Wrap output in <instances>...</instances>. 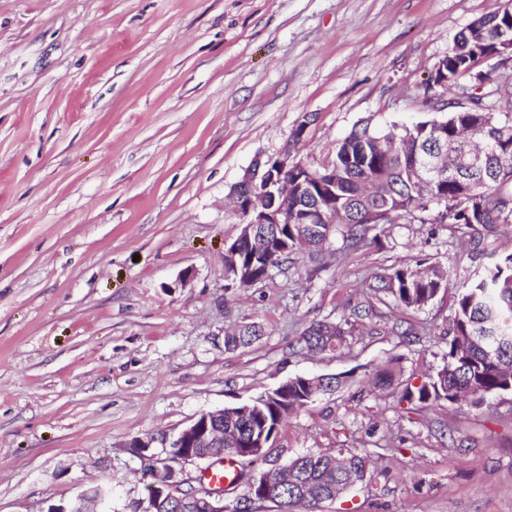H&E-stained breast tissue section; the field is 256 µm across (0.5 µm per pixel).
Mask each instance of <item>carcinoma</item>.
<instances>
[{"label":"carcinoma","mask_w":512,"mask_h":512,"mask_svg":"<svg viewBox=\"0 0 512 512\" xmlns=\"http://www.w3.org/2000/svg\"><path fill=\"white\" fill-rule=\"evenodd\" d=\"M505 36L512 37V0L459 32L448 50V85L466 73L477 60L486 58ZM494 105L495 111L483 108ZM512 92L505 89L495 99L474 94L442 121L394 126L384 131L368 127L352 131L336 150L327 168L336 171V193L326 189L299 197H288V212L315 209L322 212L321 224H266L268 248L256 254L242 240L229 245L224 267H237L247 288L282 269L292 255L313 260L325 251L333 233L342 236V251L359 250L380 242L386 226L426 212L435 213L434 223L469 235L473 248L502 226L512 227ZM478 159L477 165L457 163L461 154ZM448 157L430 188L419 176L425 156ZM447 271L431 266L426 271L407 265H391L370 276L364 308L353 314L375 315L379 307L417 312L448 288ZM512 317V254L491 257L482 273L458 289L452 338L442 365L421 384L405 388L403 399L466 400L480 408L494 397L512 393V340L499 341L497 327ZM351 328L340 323L316 321L305 327L298 342L312 353L334 351L346 342ZM262 335L255 324L225 333L224 347L235 351L249 347ZM402 369L391 359L373 374L374 386L388 390L399 384ZM276 399L261 397L252 402L247 416L240 407L224 408V432L239 435L278 433L282 424L306 407V377L296 376L272 390ZM373 460L368 452L348 455L304 454L289 461L293 480L278 489L271 499L277 512H321V506L336 500L337 486L350 475L367 478Z\"/></svg>","instance_id":"obj_1"}]
</instances>
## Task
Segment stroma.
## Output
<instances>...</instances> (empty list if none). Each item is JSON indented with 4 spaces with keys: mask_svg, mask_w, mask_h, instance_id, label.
Returning a JSON list of instances; mask_svg holds the SVG:
<instances>
[{
    "mask_svg": "<svg viewBox=\"0 0 512 512\" xmlns=\"http://www.w3.org/2000/svg\"><path fill=\"white\" fill-rule=\"evenodd\" d=\"M499 0H0V512H47L102 490L148 496L138 438L301 375L344 374L280 429L268 466L370 452V479L324 512H512V394L489 406L402 401L369 374L442 363L457 286L485 257L438 224L319 266L293 256L228 287L233 186L295 130L330 163L353 128L435 119L418 86ZM444 268L418 312L384 311L332 352L300 332L364 302L398 264ZM264 329L228 351L238 325Z\"/></svg>",
    "mask_w": 512,
    "mask_h": 512,
    "instance_id": "obj_1",
    "label": "stroma"
}]
</instances>
